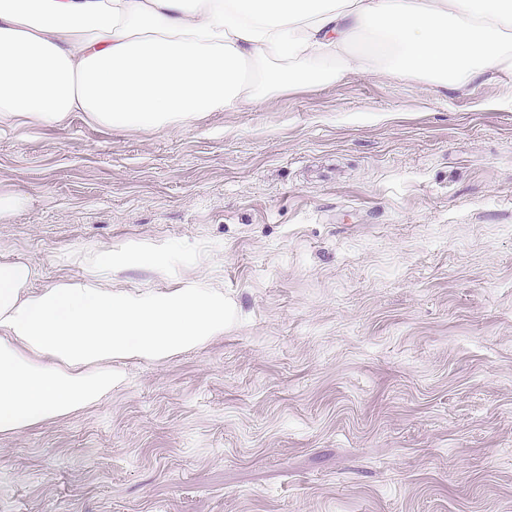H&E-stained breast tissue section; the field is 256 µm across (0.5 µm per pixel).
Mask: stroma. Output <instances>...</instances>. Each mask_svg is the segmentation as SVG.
Listing matches in <instances>:
<instances>
[{
	"label": "stroma",
	"mask_w": 512,
	"mask_h": 512,
	"mask_svg": "<svg viewBox=\"0 0 512 512\" xmlns=\"http://www.w3.org/2000/svg\"><path fill=\"white\" fill-rule=\"evenodd\" d=\"M0 260L224 291L223 336L0 438V512H512V73L374 70L190 132L0 136Z\"/></svg>",
	"instance_id": "35a3bbf8"
}]
</instances>
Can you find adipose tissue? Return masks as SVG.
Segmentation results:
<instances>
[{"label":"adipose tissue","instance_id":"ef3b65f1","mask_svg":"<svg viewBox=\"0 0 512 512\" xmlns=\"http://www.w3.org/2000/svg\"><path fill=\"white\" fill-rule=\"evenodd\" d=\"M378 69L468 88L512 72V0H0V133L64 124L185 132L211 112ZM173 251L104 247L88 277L38 287L0 262V437L100 403L119 365L166 361L224 333V293L112 288L117 266Z\"/></svg>","mask_w":512,"mask_h":512}]
</instances>
